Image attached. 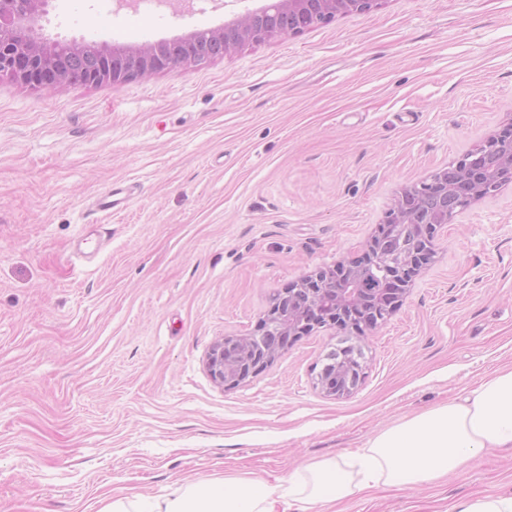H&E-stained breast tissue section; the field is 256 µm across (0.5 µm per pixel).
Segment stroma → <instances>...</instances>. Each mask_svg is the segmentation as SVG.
<instances>
[{"mask_svg": "<svg viewBox=\"0 0 512 512\" xmlns=\"http://www.w3.org/2000/svg\"><path fill=\"white\" fill-rule=\"evenodd\" d=\"M260 0H49L43 32L142 45ZM512 122V0H386L197 70L60 93L0 82V512H99L227 475L267 481L512 367V185L458 213L363 338L313 330L233 388L212 344L350 259L403 187ZM129 189L123 209L97 198ZM355 341L363 377L317 384ZM512 493V450L325 512H449ZM352 378V375L337 373L336 369L324 365L317 376V384L325 395L335 398L343 397L348 395L356 385Z\"/></svg>", "mask_w": 512, "mask_h": 512, "instance_id": "stroma-1", "label": "stroma"}]
</instances>
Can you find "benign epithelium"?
Listing matches in <instances>:
<instances>
[{
	"label": "benign epithelium",
	"mask_w": 512,
	"mask_h": 512,
	"mask_svg": "<svg viewBox=\"0 0 512 512\" xmlns=\"http://www.w3.org/2000/svg\"><path fill=\"white\" fill-rule=\"evenodd\" d=\"M385 0H264L220 28L194 31L177 43L138 46L67 42L61 53L41 32L48 0H0V81L54 92L75 85L71 66L89 73L91 87L117 86L174 68H202L242 48L294 37L338 16L371 13ZM512 184V123L430 178L404 187L377 233L356 256L320 268L277 293L258 336H226L213 343L206 365L212 378L235 387L267 368L278 354L315 328L372 330L400 305L408 286L433 255L443 226L460 210ZM382 265L379 288L361 283L363 270ZM321 391L342 397L352 377L323 366Z\"/></svg>",
	"instance_id": "benign-epithelium-1"
}]
</instances>
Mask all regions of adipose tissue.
I'll list each match as a JSON object with an SVG mask.
<instances>
[{"mask_svg": "<svg viewBox=\"0 0 512 512\" xmlns=\"http://www.w3.org/2000/svg\"><path fill=\"white\" fill-rule=\"evenodd\" d=\"M491 448L512 449V369L493 372L463 398L388 427L349 456L273 482L227 477L152 499L116 495L101 512H324L329 503L379 485L412 488L462 473Z\"/></svg>", "mask_w": 512, "mask_h": 512, "instance_id": "adipose-tissue-1", "label": "adipose tissue"}]
</instances>
